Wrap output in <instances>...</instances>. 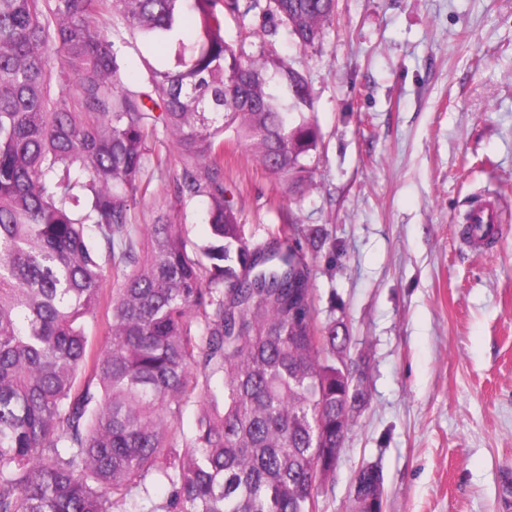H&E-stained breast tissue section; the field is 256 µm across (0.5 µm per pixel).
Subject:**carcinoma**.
Here are the masks:
<instances>
[{
	"mask_svg": "<svg viewBox=\"0 0 512 512\" xmlns=\"http://www.w3.org/2000/svg\"><path fill=\"white\" fill-rule=\"evenodd\" d=\"M335 9L0 0V512H127L150 481L168 487L150 512H317L363 385L342 376L336 323H317L300 228L250 245L221 163L231 131L272 175L304 180L310 88L223 29L227 13L259 16L307 46ZM157 45L166 57L143 54ZM161 132L184 157L174 198L210 201L204 247L164 216L137 239ZM305 237L313 252L327 243L318 227ZM383 483L361 466L359 512H381Z\"/></svg>",
	"mask_w": 512,
	"mask_h": 512,
	"instance_id": "cac0c4a2",
	"label": "carcinoma"
}]
</instances>
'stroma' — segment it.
Returning a JSON list of instances; mask_svg holds the SVG:
<instances>
[{"label": "stroma", "mask_w": 512, "mask_h": 512, "mask_svg": "<svg viewBox=\"0 0 512 512\" xmlns=\"http://www.w3.org/2000/svg\"><path fill=\"white\" fill-rule=\"evenodd\" d=\"M275 46L310 86V175L276 180L229 138L224 181L250 242L281 224L328 234L317 319L338 322L366 399L318 512H352L365 462L383 471L381 512H512V0H336L319 41ZM158 148L135 223L166 212L208 244V198L173 203L179 150ZM488 196L503 232L466 241Z\"/></svg>", "instance_id": "1"}]
</instances>
